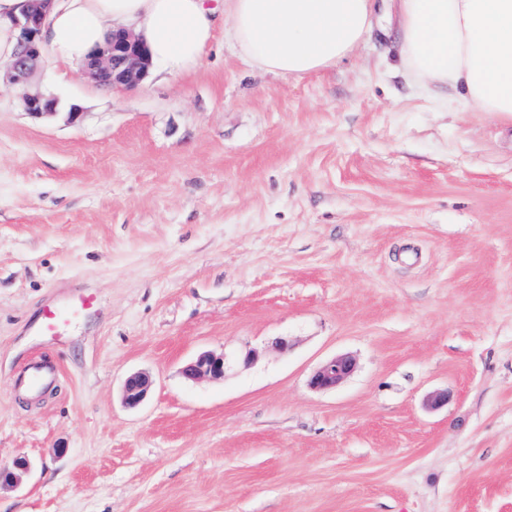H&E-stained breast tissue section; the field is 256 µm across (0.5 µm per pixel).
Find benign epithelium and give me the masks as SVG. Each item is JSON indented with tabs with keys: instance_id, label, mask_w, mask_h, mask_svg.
Instances as JSON below:
<instances>
[{
	"instance_id": "7a95c632",
	"label": "benign epithelium",
	"mask_w": 512,
	"mask_h": 512,
	"mask_svg": "<svg viewBox=\"0 0 512 512\" xmlns=\"http://www.w3.org/2000/svg\"><path fill=\"white\" fill-rule=\"evenodd\" d=\"M53 0H29V7L20 16L12 19L18 32V50L14 60L6 65L9 83L22 91L24 110L37 118L54 116L67 110V120L77 123L82 112L76 105L64 107L59 98L41 92L28 93L26 87L34 73L43 52L41 31L47 12ZM150 58L141 38L128 30L112 32L107 43L92 52L83 67L87 77L100 86L115 90L138 85L146 76ZM226 358L224 354L211 351L200 353L184 369V375L196 380L207 377L218 380L224 377ZM355 359L350 355L334 356L322 363L311 375L309 387L315 391H328L336 388L355 370ZM153 384L147 372L132 374L125 381L122 396L131 406L139 405L148 395ZM30 468L28 459L21 457L14 463V469L0 468V487L16 486L20 481L19 473Z\"/></svg>"
}]
</instances>
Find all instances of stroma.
<instances>
[{
    "label": "stroma",
    "instance_id": "obj_1",
    "mask_svg": "<svg viewBox=\"0 0 512 512\" xmlns=\"http://www.w3.org/2000/svg\"><path fill=\"white\" fill-rule=\"evenodd\" d=\"M32 85L83 117L0 86V467L32 462L0 512H512V120L413 80L391 5L300 79L220 33L131 89L48 54ZM204 351L223 379L185 378ZM96 298L88 293H70L65 299L45 308L40 319L46 336H64L68 326L78 318L95 310ZM355 359L350 355L334 356L322 363L311 375L309 387L315 391L335 389L355 370ZM55 371L43 362L34 360L25 370L23 383L32 389L45 387L54 377ZM153 384L152 377L147 372L132 374L125 381L122 396L124 402L131 406L139 405L148 395Z\"/></svg>",
    "mask_w": 512,
    "mask_h": 512
}]
</instances>
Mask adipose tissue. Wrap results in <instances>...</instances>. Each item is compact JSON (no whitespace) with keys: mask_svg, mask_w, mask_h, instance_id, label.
<instances>
[{"mask_svg":"<svg viewBox=\"0 0 512 512\" xmlns=\"http://www.w3.org/2000/svg\"><path fill=\"white\" fill-rule=\"evenodd\" d=\"M401 64L457 102L512 118V0H396ZM375 0H55L42 39L84 62L110 32L140 34L168 71L197 66L223 23L256 65L301 78L335 66L370 34Z\"/></svg>","mask_w":512,"mask_h":512,"instance_id":"1","label":"adipose tissue"}]
</instances>
